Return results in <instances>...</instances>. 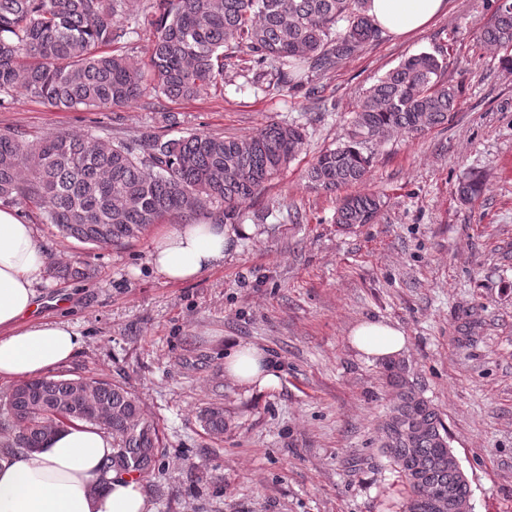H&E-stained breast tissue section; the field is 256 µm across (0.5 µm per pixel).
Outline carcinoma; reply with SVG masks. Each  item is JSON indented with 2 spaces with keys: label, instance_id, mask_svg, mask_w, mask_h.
<instances>
[{
  "label": "carcinoma",
  "instance_id": "cac0c4a2",
  "mask_svg": "<svg viewBox=\"0 0 512 512\" xmlns=\"http://www.w3.org/2000/svg\"><path fill=\"white\" fill-rule=\"evenodd\" d=\"M136 2L0 0V93L21 90L68 110L108 111L147 92L189 100L224 84L229 46L259 65L279 63L275 84L297 89L304 82L289 64L306 62L325 74L382 33L367 0H150L140 11ZM117 16L126 27H114ZM142 16L154 29L146 70L105 51L136 32ZM479 40L504 51L502 62L512 68V0L497 7ZM444 71L435 55L420 53L379 78L363 93L348 140L317 155L309 182L326 192L359 183L372 161L366 144L447 123L460 90ZM304 140L300 127L276 121L244 138L192 132L131 143L67 132L30 143L0 132V202L34 204L63 236L99 249L137 240L173 213L188 224L205 212L211 224H230ZM484 190L477 173L458 184L465 202ZM215 201L224 210L210 211ZM383 205L373 193L346 196L336 223L371 224ZM386 371L392 405L379 427L380 447L407 491L405 512H440L438 501L469 496L448 459V428L401 365L390 362ZM203 421L212 434L224 433L221 406L206 409ZM76 423L109 431L112 468L127 473L150 474L165 448L140 397L118 381L47 376L0 395V448H39L48 433Z\"/></svg>",
  "mask_w": 512,
  "mask_h": 512
}]
</instances>
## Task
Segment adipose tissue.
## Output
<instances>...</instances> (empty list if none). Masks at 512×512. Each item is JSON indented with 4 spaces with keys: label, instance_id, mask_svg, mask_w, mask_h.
Listing matches in <instances>:
<instances>
[{
    "label": "adipose tissue",
    "instance_id": "obj_1",
    "mask_svg": "<svg viewBox=\"0 0 512 512\" xmlns=\"http://www.w3.org/2000/svg\"><path fill=\"white\" fill-rule=\"evenodd\" d=\"M446 0H369L368 13L390 35L405 36L444 13ZM225 229L220 224H179L155 240L153 271L183 283L224 262ZM46 252L32 225L14 210L0 208V381L38 378L72 360L82 346L74 328L35 318L37 285ZM348 343L364 360L401 357L408 349L402 328L384 320H363ZM224 372L239 386L266 390L279 383L266 354L238 343L224 357ZM112 436L80 423L59 429L35 450L0 451V512H155L140 481L106 469Z\"/></svg>",
    "mask_w": 512,
    "mask_h": 512
}]
</instances>
